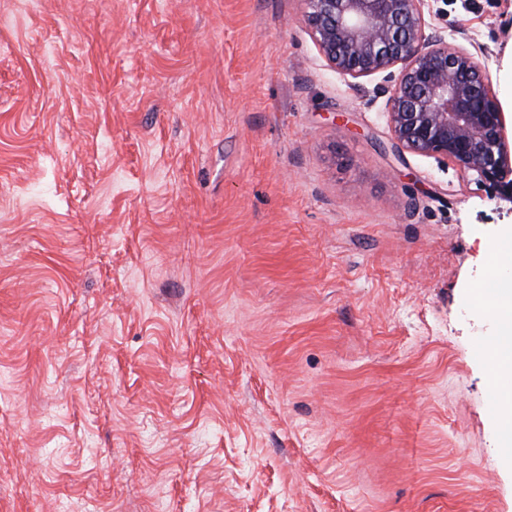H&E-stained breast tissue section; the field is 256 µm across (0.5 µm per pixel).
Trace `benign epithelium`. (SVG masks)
Here are the masks:
<instances>
[{"label":"benign epithelium","mask_w":512,"mask_h":512,"mask_svg":"<svg viewBox=\"0 0 512 512\" xmlns=\"http://www.w3.org/2000/svg\"><path fill=\"white\" fill-rule=\"evenodd\" d=\"M305 22L326 63L355 86H389L395 148L433 155L512 199V145L496 91L464 48L431 31L425 0H304Z\"/></svg>","instance_id":"7a95c632"}]
</instances>
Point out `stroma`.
<instances>
[{
	"instance_id": "1",
	"label": "stroma",
	"mask_w": 512,
	"mask_h": 512,
	"mask_svg": "<svg viewBox=\"0 0 512 512\" xmlns=\"http://www.w3.org/2000/svg\"><path fill=\"white\" fill-rule=\"evenodd\" d=\"M426 9L511 116L512 0ZM303 11L0 0V512H512V203ZM501 281L492 277L484 284V295L493 288H500ZM511 283L500 288L490 300L498 309V332L493 347V362L499 374H512V289Z\"/></svg>"
}]
</instances>
